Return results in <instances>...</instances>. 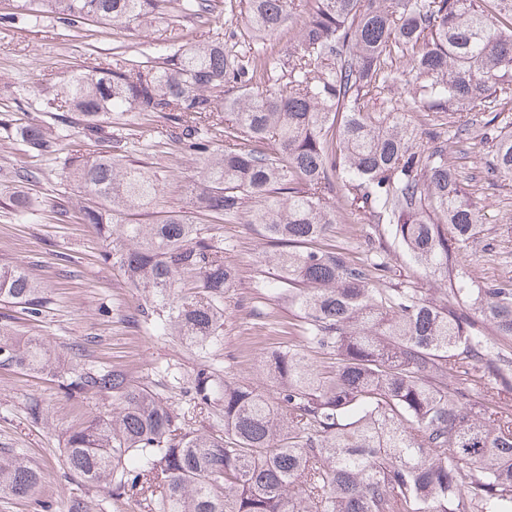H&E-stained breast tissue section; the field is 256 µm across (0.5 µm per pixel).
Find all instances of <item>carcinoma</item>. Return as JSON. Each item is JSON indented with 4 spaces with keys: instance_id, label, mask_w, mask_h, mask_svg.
<instances>
[{
    "instance_id": "cac0c4a2",
    "label": "carcinoma",
    "mask_w": 512,
    "mask_h": 512,
    "mask_svg": "<svg viewBox=\"0 0 512 512\" xmlns=\"http://www.w3.org/2000/svg\"><path fill=\"white\" fill-rule=\"evenodd\" d=\"M173 0H20L32 22L63 17L144 28ZM255 35L239 51L216 37L161 44L106 68L80 72L52 99L99 141L126 112L162 114L167 138L196 155L187 193L226 218L246 215L271 248L276 275L257 276L270 303L288 299L303 340L273 352L265 392L194 376V406L220 408L224 432L192 429L185 411L123 370L81 360L62 374L68 395L100 394L112 411L70 430L64 462L112 499L148 512H512V283L474 286L463 257L482 217L448 140L491 145L488 174L512 179V130L496 121L512 104V0H246ZM201 17L239 0H178ZM298 34L285 24L296 7ZM288 43V77L271 40ZM405 80L415 111L369 102ZM481 114L455 129L441 115ZM27 150L50 153L42 125L20 131ZM224 150L213 154L214 138ZM106 208L84 209L103 235L105 259L146 296L144 316L205 351L224 335V289L239 270L224 247L182 211L149 224L111 225L149 205L156 175L112 146L72 157L63 170ZM365 213L389 240L367 265L316 247L336 223L327 195ZM404 251L441 297L400 281L390 247ZM195 284L187 296L182 288ZM0 303L37 314L44 288L20 265H0ZM330 355L310 361L307 349ZM43 343L21 344L0 324V368L45 370ZM21 448H0V494L27 497L40 482Z\"/></svg>"
}]
</instances>
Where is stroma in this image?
<instances>
[{
	"mask_svg": "<svg viewBox=\"0 0 512 512\" xmlns=\"http://www.w3.org/2000/svg\"><path fill=\"white\" fill-rule=\"evenodd\" d=\"M174 26L189 39L218 36L230 44L251 40L245 19L228 24L220 13L205 24L189 16L170 23L162 19L146 31L108 25L77 29L58 19L35 26L21 13L0 20V263L24 266L48 290L38 315L19 305H2L0 314L17 335L42 340L53 351H81L86 362L101 367L123 369L185 411L191 427L219 430L224 426L219 414L193 406L196 371L206 366L228 381L262 389V358L294 341L288 333V306L278 308L277 319L264 316L268 301L255 284L254 272L265 268L269 250L257 226L243 217L195 218L223 245L225 262L241 272L224 295L221 344L202 355L176 337L158 335L141 313L143 296L105 261V241L81 223L79 211L88 197L62 177L69 157L92 154L96 145L81 125L61 124L46 107L72 74L111 62L114 47L139 55ZM34 122L55 139L54 152L27 151L17 130ZM164 124L153 114L128 112L113 134L120 153L148 166L160 184L152 205L128 214L133 223H148L160 210L190 208L185 187L197 161L187 147L163 135ZM448 160L458 169L470 202L483 214L481 242L466 257L471 278L479 286L512 281V179H489L481 151L464 144H449ZM22 167L38 171L39 181H19L15 172ZM16 197L27 205L25 216H18L10 204ZM61 209L66 217H58ZM331 242L358 260L371 257L378 246L374 225L361 215L341 218ZM111 407V399L101 395L67 397L55 373L0 369V448L25 449L41 475L33 496H0V512H72L78 499L83 512H142L135 500L116 502L81 483L68 472L61 454L70 427Z\"/></svg>",
	"mask_w": 512,
	"mask_h": 512,
	"instance_id": "1",
	"label": "stroma"
}]
</instances>
